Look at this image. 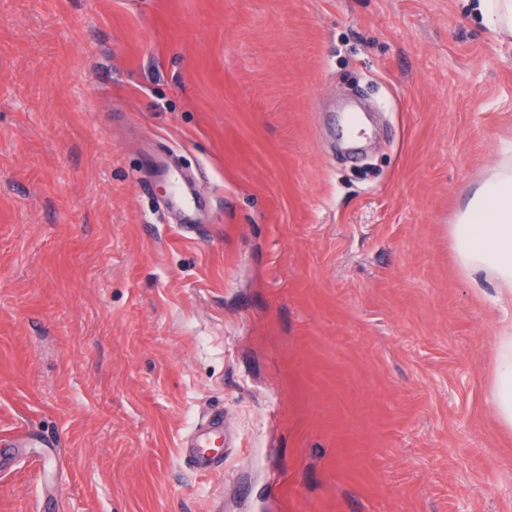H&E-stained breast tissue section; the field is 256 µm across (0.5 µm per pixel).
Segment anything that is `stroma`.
I'll use <instances>...</instances> for the list:
<instances>
[{"label": "stroma", "mask_w": 512, "mask_h": 512, "mask_svg": "<svg viewBox=\"0 0 512 512\" xmlns=\"http://www.w3.org/2000/svg\"><path fill=\"white\" fill-rule=\"evenodd\" d=\"M511 143L461 0H0V512H512L449 235ZM222 426L221 417L198 421L182 439L180 454L184 456L188 465L201 476H209L223 465V458L215 461L204 449L209 446L212 435ZM198 448L202 449L198 450Z\"/></svg>", "instance_id": "obj_1"}]
</instances>
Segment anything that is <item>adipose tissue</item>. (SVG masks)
<instances>
[{
    "instance_id": "adipose-tissue-1",
    "label": "adipose tissue",
    "mask_w": 512,
    "mask_h": 512,
    "mask_svg": "<svg viewBox=\"0 0 512 512\" xmlns=\"http://www.w3.org/2000/svg\"><path fill=\"white\" fill-rule=\"evenodd\" d=\"M466 5L501 39H512V0H466ZM451 237L467 276L489 280L512 294V146L469 196ZM495 364L490 401L500 423L512 429V322L496 340Z\"/></svg>"
}]
</instances>
